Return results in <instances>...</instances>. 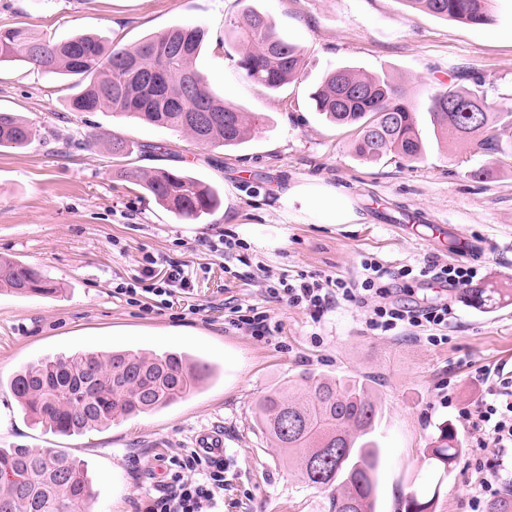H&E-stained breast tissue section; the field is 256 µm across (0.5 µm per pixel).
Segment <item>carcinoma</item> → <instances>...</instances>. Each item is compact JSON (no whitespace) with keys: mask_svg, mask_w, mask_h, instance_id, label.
I'll use <instances>...</instances> for the list:
<instances>
[{"mask_svg":"<svg viewBox=\"0 0 512 512\" xmlns=\"http://www.w3.org/2000/svg\"><path fill=\"white\" fill-rule=\"evenodd\" d=\"M408 8L470 25L493 21L492 0H401ZM225 35L240 49L243 76L275 91L300 78L301 48L280 35L265 14L245 5L225 19ZM207 38L201 25L175 24L133 47L94 34L54 41L25 27L0 28V64L23 62L73 78L78 91L72 112L103 108L180 133L201 145L238 146L246 142L247 116L215 95L195 61ZM140 62L157 72L164 97L131 79L128 67ZM200 76L197 86L184 74ZM180 100L216 117L201 130L167 103ZM315 111L337 126L353 128L355 155L369 162L394 155L408 162L424 157L416 112L404 89L389 74L362 75L348 67L327 71L311 94ZM456 105L448 109V102ZM435 134L456 137L480 153L512 157V110H488L472 89H438L430 95ZM39 133L11 112H0V147H23ZM138 181L166 211L183 221H203L221 205L216 187L177 169L136 170ZM0 291L20 296L53 295L58 288L24 263L0 260ZM218 364L186 352L116 350L74 352L27 364L8 387L24 416L61 435L85 434L120 420L154 413L193 395L216 378ZM372 378H349L304 371L257 402L255 421L272 444L288 454L303 481L329 496L330 512H376L382 448L377 439L381 406ZM430 460L442 472L436 484L414 488L405 512H436L448 468L463 453L452 427L442 423L432 438ZM13 473L0 486V512H91L92 489L81 460L48 448H0V471Z\"/></svg>","mask_w":512,"mask_h":512,"instance_id":"cac0c4a2","label":"carcinoma"}]
</instances>
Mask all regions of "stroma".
<instances>
[{
	"instance_id": "obj_1",
	"label": "stroma",
	"mask_w": 512,
	"mask_h": 512,
	"mask_svg": "<svg viewBox=\"0 0 512 512\" xmlns=\"http://www.w3.org/2000/svg\"><path fill=\"white\" fill-rule=\"evenodd\" d=\"M304 50L299 81L271 91L245 79L239 50L224 35L238 0H0V24L25 26L55 40L94 33L124 47L181 22L208 37L196 61L214 92L262 120L236 149L200 145L163 128L104 109L69 111L70 78L32 65L0 66V110L28 120L41 135L27 147L0 149V260H17L55 281L53 296L0 292V447L51 448L85 461L95 512H142L164 480L166 459L194 448L197 433L219 429L234 475L224 512H328L327 494L300 481L291 461L256 426L255 405L269 389L304 371L376 377L383 448L378 512H402L404 495L431 482V436L448 422L463 454L444 480L436 512H471L475 485L495 459L460 408L487 396L485 371L512 376V303L482 312L452 288L444 326L376 336L365 312L342 302L321 325L306 311L269 299L267 274L306 273L361 281V262L398 270L427 259L457 261L460 242L476 251L480 287L512 289V164L436 138L429 95L481 80L492 111L512 110V0H494L491 24L474 26L409 10L401 0H250ZM389 73L413 101L425 156L356 158L351 128L314 112L309 93L340 67ZM117 133L147 145L112 156L67 138ZM485 167L482 178L471 172ZM180 168L225 190L228 203L206 221L173 218L127 168ZM318 177L345 188L359 219L339 227L283 213L279 191ZM235 215L229 224L225 215ZM251 225V278L242 264L206 248L218 233ZM181 262L193 290L172 308L146 310L114 292L138 274L145 254ZM265 311L277 328L257 340L229 324L234 306ZM439 344H430V337ZM127 347L197 352L220 366L217 380L163 411L103 431L61 437L24 419L3 382L26 363L61 353ZM451 402H444V395Z\"/></svg>"
}]
</instances>
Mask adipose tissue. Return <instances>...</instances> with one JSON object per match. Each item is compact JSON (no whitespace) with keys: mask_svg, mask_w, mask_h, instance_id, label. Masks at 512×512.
<instances>
[{"mask_svg":"<svg viewBox=\"0 0 512 512\" xmlns=\"http://www.w3.org/2000/svg\"><path fill=\"white\" fill-rule=\"evenodd\" d=\"M283 209H300L301 213L317 224L344 225L355 223L358 215L353 198L320 181L298 183L281 195Z\"/></svg>","mask_w":512,"mask_h":512,"instance_id":"1","label":"adipose tissue"}]
</instances>
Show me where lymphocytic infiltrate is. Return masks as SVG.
Segmentation results:
<instances>
[{
    "instance_id": "lymphocytic-infiltrate-1",
    "label": "lymphocytic infiltrate",
    "mask_w": 512,
    "mask_h": 512,
    "mask_svg": "<svg viewBox=\"0 0 512 512\" xmlns=\"http://www.w3.org/2000/svg\"><path fill=\"white\" fill-rule=\"evenodd\" d=\"M362 267L364 278L358 284L316 274H303L296 279L281 274L268 276L265 292L276 301L308 312L316 324L340 302L354 304L365 309L366 326L376 336L393 331L402 333L426 324L447 325L451 309L446 303L392 300L390 284L407 277V270L393 271L368 259ZM418 274L445 287L460 288L477 280L480 268L468 262L429 261L419 268ZM190 287L181 263L148 255L139 275L118 283L115 291L131 304L152 295L155 307L160 309L172 307L175 297L188 293ZM474 416V429L491 436L498 450L495 461L488 465L489 477L477 484L472 497L474 512H479L512 486V466L506 461L512 452V390H502L492 401H481ZM229 469V464L204 461L196 452L186 459H173L163 489L149 496L143 512H218Z\"/></svg>"
}]
</instances>
